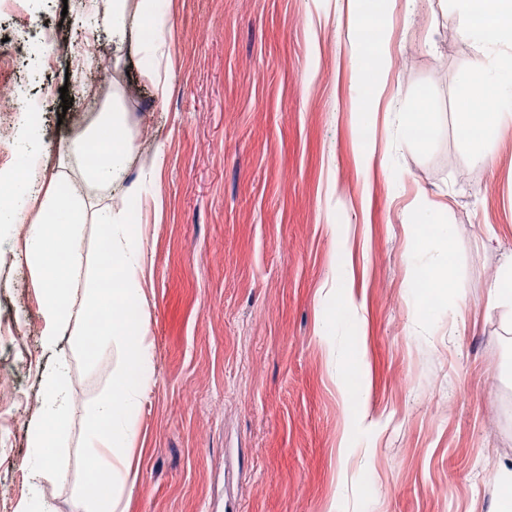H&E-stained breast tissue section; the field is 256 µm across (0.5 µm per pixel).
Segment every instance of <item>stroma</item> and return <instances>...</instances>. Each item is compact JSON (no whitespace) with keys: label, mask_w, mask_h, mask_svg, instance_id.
Segmentation results:
<instances>
[{"label":"stroma","mask_w":512,"mask_h":512,"mask_svg":"<svg viewBox=\"0 0 512 512\" xmlns=\"http://www.w3.org/2000/svg\"><path fill=\"white\" fill-rule=\"evenodd\" d=\"M171 15L161 95L136 42L114 49L80 0L0 15V40L48 26L68 46L50 68L20 60L0 77L41 99L42 149L67 158L116 110L132 152L116 195L155 179L136 204L145 265L132 316L153 343L154 378L125 512H497L496 476L512 469V303L494 301L491 284L512 259V127L472 163L457 76L481 56L453 0H424L411 18L395 10L385 98L426 96L441 131L424 145L381 133L366 185L347 65L361 22L344 0H171ZM421 200L447 202V251L406 224ZM17 231L0 244V320L22 330L31 358L0 337V512L27 488V429L52 362ZM415 246L449 259L454 291L436 303L424 301ZM339 266L357 312L328 333ZM68 357L77 410L68 465L44 485L52 512H84L82 411L111 396L119 367L111 347ZM342 358L363 404L334 371Z\"/></svg>","instance_id":"obj_1"}]
</instances>
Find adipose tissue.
Returning <instances> with one entry per match:
<instances>
[{"mask_svg": "<svg viewBox=\"0 0 512 512\" xmlns=\"http://www.w3.org/2000/svg\"><path fill=\"white\" fill-rule=\"evenodd\" d=\"M348 4L350 10L364 11L363 27L376 29L373 57H365L357 49L349 57L353 110L360 122L359 168L365 173L378 149L377 92L385 86L391 68L387 48L390 11L367 8L364 0H348ZM460 6L466 14L461 34L482 55L481 63L458 76L468 88L461 118L476 132L479 146L474 160L482 163L489 156L492 134L501 125L512 123V0H483L478 11L473 10L472 0H460ZM88 8L108 17L112 37L119 43L132 33L138 19H146L148 33L141 39L140 49L145 61L156 59L170 24V13L161 0H89ZM123 133L121 113L108 112L72 150L73 161L95 191L112 192L122 179L130 159ZM89 144L99 148L97 160L91 165L85 162V147ZM40 173L37 167L23 173H0V237L9 235L17 224L31 227L24 243L25 258L42 283L44 345L51 349L61 335L80 336L83 323L103 303L124 305L137 298L143 256L137 213L108 205L91 207L81 193L46 187ZM48 212L64 213L67 220L62 224L33 222V215ZM89 222L108 229L107 259L100 262V272L93 276L80 250L81 228ZM57 251L69 255L68 264L61 269L51 263ZM97 340L116 347L124 368L115 380L112 398L87 409L83 444L90 450L87 462L94 472L92 499L106 497L116 504L130 473L137 414L153 375V351L144 331H131L123 322L98 330ZM66 375L67 363L61 360L42 377L46 399L30 424L28 453L23 461L30 483L16 512H48V504L39 503L38 498L44 482L54 480L61 472L65 422L73 411Z\"/></svg>", "mask_w": 512, "mask_h": 512, "instance_id": "adipose-tissue-1", "label": "adipose tissue"}]
</instances>
